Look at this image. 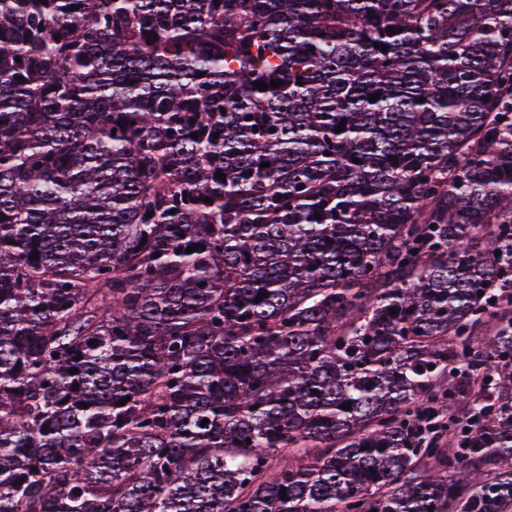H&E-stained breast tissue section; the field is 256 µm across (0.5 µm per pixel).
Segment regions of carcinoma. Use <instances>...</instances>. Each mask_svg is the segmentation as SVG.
Returning a JSON list of instances; mask_svg holds the SVG:
<instances>
[{"instance_id":"carcinoma-1","label":"carcinoma","mask_w":512,"mask_h":512,"mask_svg":"<svg viewBox=\"0 0 512 512\" xmlns=\"http://www.w3.org/2000/svg\"><path fill=\"white\" fill-rule=\"evenodd\" d=\"M510 364L512 0H0V512H478Z\"/></svg>"}]
</instances>
